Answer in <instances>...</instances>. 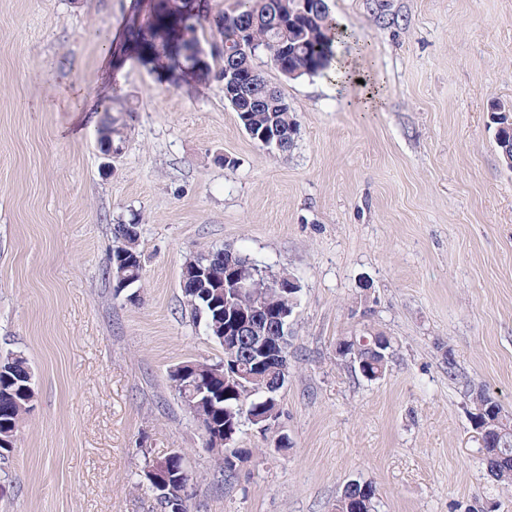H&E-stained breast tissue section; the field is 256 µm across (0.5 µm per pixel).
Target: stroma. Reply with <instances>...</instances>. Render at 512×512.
<instances>
[{"label":"stroma","mask_w":512,"mask_h":512,"mask_svg":"<svg viewBox=\"0 0 512 512\" xmlns=\"http://www.w3.org/2000/svg\"><path fill=\"white\" fill-rule=\"evenodd\" d=\"M156 0H0V354L35 375L0 512H156L148 464L185 450L190 512H332L344 485L376 512H512L487 475L468 393L512 413V0H327L379 90L333 70L290 80L285 153L250 139L224 85L125 56L108 112L99 58ZM114 124L111 154L100 132ZM141 226L143 275L115 293L112 227ZM295 277L277 432L243 423L226 478L169 378L223 360L185 308L181 272L212 249ZM389 336L369 381L338 340ZM336 78L344 82L353 81L355 83H357V79L363 80V83L359 84L364 88V95L356 103L357 108L368 110L377 105V89L372 85L370 79L366 77V74L358 69L353 59H344L340 62L337 67Z\"/></svg>","instance_id":"obj_1"}]
</instances>
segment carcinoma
Wrapping results in <instances>:
<instances>
[{"label": "carcinoma", "instance_id": "cac0c4a2", "mask_svg": "<svg viewBox=\"0 0 512 512\" xmlns=\"http://www.w3.org/2000/svg\"><path fill=\"white\" fill-rule=\"evenodd\" d=\"M284 16L286 32L284 37H268L259 43L258 51L264 53L270 63L281 62L288 72L299 79L313 76L326 69L334 57V43L338 38V29L330 12L327 0H276ZM196 0H161L159 8L149 12L146 18L130 30L131 50L139 52L154 65L168 70L194 73L198 81H206L210 76L224 78V69L236 64V60L222 54L207 61L200 60L201 48L197 36L201 18L195 12ZM268 81L258 73L252 81L250 93L263 102L258 114L262 122L272 120L286 126L294 123L292 109L282 106L288 98L281 100L267 95ZM497 146L502 164L512 158V132L504 129L497 133ZM245 266L249 258L236 253H224L217 249L195 258L198 265L211 270V276L218 286L224 284V257ZM187 307L194 319L203 323L207 335L217 344L224 345L223 321L216 318V313L203 300L191 294L184 295ZM198 372V387L209 393L224 396V385L209 380V368L204 361L193 362ZM31 370L27 357L21 353H10L0 358V438L9 439L16 436L20 422L30 412L31 392L23 374ZM491 395L483 390H473L469 394L472 404L470 415L484 420H497L496 428L504 431L502 441L497 448L486 449L488 475L497 483L512 484V416L497 415L489 412ZM237 398L225 396L219 402L221 408L202 406L198 410V423L211 431L222 432L224 429V409L222 406L236 407Z\"/></svg>", "mask_w": 512, "mask_h": 512}]
</instances>
